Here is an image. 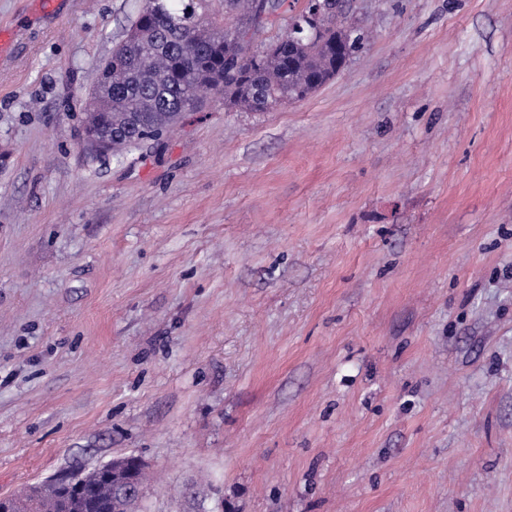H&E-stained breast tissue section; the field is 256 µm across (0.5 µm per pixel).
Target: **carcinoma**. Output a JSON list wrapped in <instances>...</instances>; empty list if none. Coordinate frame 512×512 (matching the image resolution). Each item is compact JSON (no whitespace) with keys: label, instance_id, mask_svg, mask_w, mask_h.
<instances>
[{"label":"carcinoma","instance_id":"carcinoma-1","mask_svg":"<svg viewBox=\"0 0 512 512\" xmlns=\"http://www.w3.org/2000/svg\"><path fill=\"white\" fill-rule=\"evenodd\" d=\"M285 0H143L125 38L112 56L97 66L94 95L102 112L101 127L124 135L126 127L141 125L138 135L118 143L115 154L156 140L179 122L185 104L193 99L221 98L224 106L260 112L268 102L303 100L343 67L345 54L331 51L340 42L346 54L363 46V33L351 28L338 0H307L296 18L304 20L321 8L318 28L310 40L282 50L255 43L273 26ZM78 476L88 484L76 512H115L112 489L95 486L93 472ZM13 497L21 512H54L50 498L34 499L24 488Z\"/></svg>","mask_w":512,"mask_h":512}]
</instances>
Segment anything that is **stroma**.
Here are the masks:
<instances>
[{
    "label": "stroma",
    "mask_w": 512,
    "mask_h": 512,
    "mask_svg": "<svg viewBox=\"0 0 512 512\" xmlns=\"http://www.w3.org/2000/svg\"><path fill=\"white\" fill-rule=\"evenodd\" d=\"M0 0V495L512 512V0H345L304 100L83 143L137 0ZM131 462L136 466L143 468L141 460L133 455L125 456L112 460V466H99L96 468L95 480L108 487H94L93 472H78V477L83 478L88 484L86 497L77 508L76 512H115L117 505L113 498L120 502V511L131 512L134 504L142 495V487L127 475L133 473ZM128 464V469L126 468ZM124 467V475L120 470ZM28 489L29 487L10 495L18 501L21 512H52L54 506L57 512H72V509H68V504L82 497V484L77 481V477L71 475L50 480L42 489L37 490L49 494L51 499L45 496L33 499L28 495Z\"/></svg>",
    "instance_id": "stroma-1"
}]
</instances>
